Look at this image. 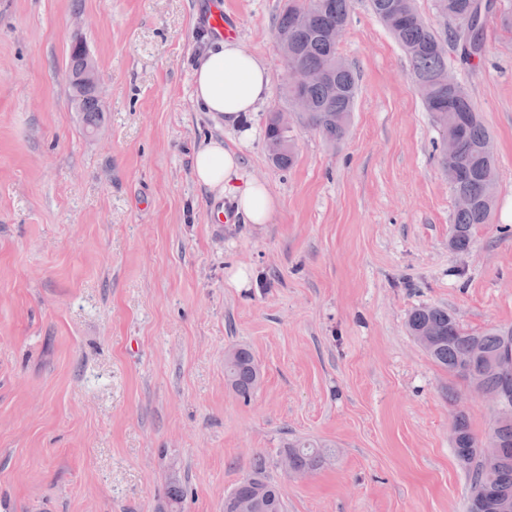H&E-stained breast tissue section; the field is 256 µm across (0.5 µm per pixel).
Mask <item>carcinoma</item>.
Wrapping results in <instances>:
<instances>
[{
	"mask_svg": "<svg viewBox=\"0 0 512 512\" xmlns=\"http://www.w3.org/2000/svg\"><path fill=\"white\" fill-rule=\"evenodd\" d=\"M319 15L301 24L283 12L276 28L293 25L297 28L294 51L302 67L315 70L337 54L336 45L327 31L348 21L354 0H321ZM373 14L392 33L405 51L415 78L416 88L441 135L453 132L456 154L443 159V170L451 192L461 191L472 199L468 209L455 210L452 218L449 249L466 253L473 245L476 228L491 221L497 190V167L493 138L472 97L461 86L450 88L441 75L448 61L432 49L438 39L430 25L414 19L413 0H369ZM438 13L448 19L464 21L470 0H435ZM85 47L77 42L70 48L72 102L82 115L84 124L95 127L102 108L97 94L81 86L77 77L84 61ZM300 93L311 102L313 112L303 117L304 124L324 140L336 144L346 135L351 112L357 97V78L350 66L337 70L330 82L314 81ZM265 137L279 138L288 147L272 158L273 164L286 170L296 161V152L289 130L268 119ZM413 339L424 335L422 349L469 388L481 394L508 389L512 391V326L493 327L482 333L465 330L448 309L420 306L408 318ZM233 357L224 360L227 384L241 397L248 398L259 384V369L249 349L237 347ZM460 440L453 445L456 459L469 477L465 512H512V417L496 416L487 438L503 450L499 459L484 453L485 444L471 432L468 419L461 414L454 422ZM295 467L313 472L323 467L327 456L323 447L297 440L284 446ZM237 501L247 502L252 512H284L277 485L266 481L261 485L242 478L229 493Z\"/></svg>",
	"mask_w": 512,
	"mask_h": 512,
	"instance_id": "obj_1",
	"label": "carcinoma"
}]
</instances>
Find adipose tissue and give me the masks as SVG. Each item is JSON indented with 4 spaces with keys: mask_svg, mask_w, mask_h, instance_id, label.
I'll use <instances>...</instances> for the list:
<instances>
[{
    "mask_svg": "<svg viewBox=\"0 0 512 512\" xmlns=\"http://www.w3.org/2000/svg\"><path fill=\"white\" fill-rule=\"evenodd\" d=\"M270 85L267 66L238 41H209L196 56L193 99L226 126H237L247 113L257 111L267 99ZM192 173L200 185L227 196L244 222H270L277 202L265 184L245 174L238 150L210 141L195 153Z\"/></svg>",
    "mask_w": 512,
    "mask_h": 512,
    "instance_id": "1",
    "label": "adipose tissue"
}]
</instances>
